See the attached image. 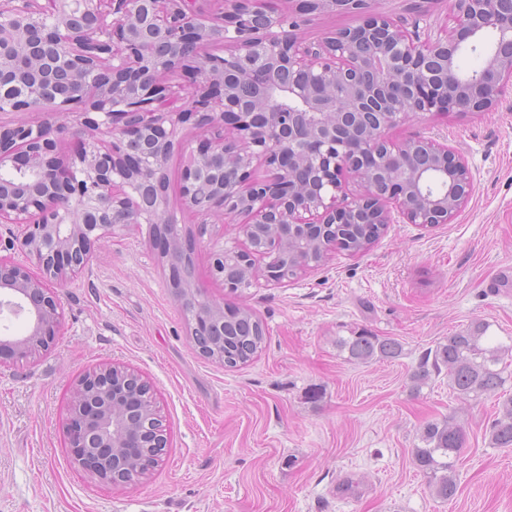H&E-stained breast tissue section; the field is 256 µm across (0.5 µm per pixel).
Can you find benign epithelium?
<instances>
[{
    "mask_svg": "<svg viewBox=\"0 0 512 512\" xmlns=\"http://www.w3.org/2000/svg\"><path fill=\"white\" fill-rule=\"evenodd\" d=\"M0 0V72L20 59L24 93L11 112H40V121L0 122V224L21 233L0 236V308L28 316L27 333L0 336V353L20 362L54 343L63 311L60 295L85 269L97 246L141 224L167 241L165 254L192 261L167 193V163L179 151L181 209L200 223L237 217L244 248L219 249L212 274L224 287L262 277L279 285L314 270L342 244L344 224L393 223L397 209L411 224L449 223L468 201L472 174L446 143L389 130L422 115L489 112L512 88V7L503 0H450L453 26L444 36L420 34L370 0H222L211 14L189 0ZM349 12L355 26L317 42L298 36L301 20ZM490 33L496 50L468 77L456 72L461 50ZM221 47L224 55L212 52ZM447 81L431 80L429 64ZM301 79L279 83L284 72ZM256 92L238 98L229 80ZM181 98L184 106L159 105ZM80 131L72 153L55 155L58 135ZM209 127L198 143L192 127ZM424 153L429 164L416 161ZM264 163L270 175L253 176ZM262 259V266L256 260ZM176 297L198 300L188 319L191 338L224 325L223 304L169 280ZM135 374L107 365L73 386L67 439L73 462L101 482L117 476L101 449L136 461L134 485L159 463L128 432L123 399ZM142 420L157 408L153 392H134Z\"/></svg>",
    "mask_w": 512,
    "mask_h": 512,
    "instance_id": "1",
    "label": "benign epithelium"
}]
</instances>
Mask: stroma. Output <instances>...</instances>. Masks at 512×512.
Wrapping results in <instances>:
<instances>
[{
	"label": "stroma",
	"mask_w": 512,
	"mask_h": 512,
	"mask_svg": "<svg viewBox=\"0 0 512 512\" xmlns=\"http://www.w3.org/2000/svg\"><path fill=\"white\" fill-rule=\"evenodd\" d=\"M395 20L424 15L445 33L449 0H375ZM445 142L473 177L450 223L396 215L367 250H332L282 285L233 294L211 273L214 249L244 246L223 217L178 218L194 237L201 293L250 308L267 341L233 370L192 347L168 267L148 225L103 242L61 290L49 351L0 364V512H512V450L487 429L512 380L481 403L454 400L446 375L410 376L437 343L483 319L512 341V94L490 112L424 116L393 129ZM397 339L394 360L347 361L337 342L358 332ZM119 364L152 388L167 447L136 485L99 482L71 461L70 391L88 371ZM452 416L467 433L453 500L432 497L414 464L424 423Z\"/></svg>",
	"instance_id": "35a3bbf8"
}]
</instances>
